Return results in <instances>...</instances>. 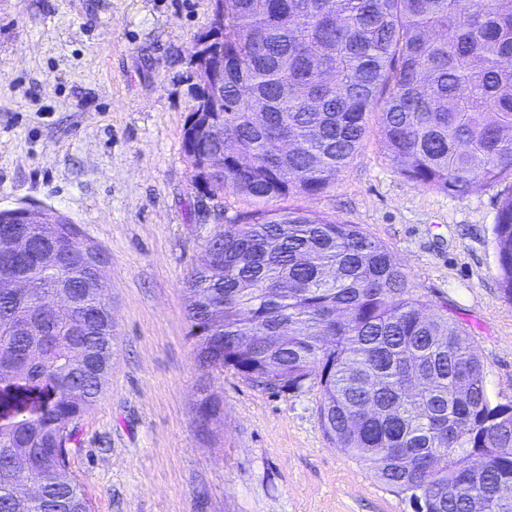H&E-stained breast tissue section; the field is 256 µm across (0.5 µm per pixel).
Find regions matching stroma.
Returning a JSON list of instances; mask_svg holds the SVG:
<instances>
[{
    "label": "stroma",
    "mask_w": 512,
    "mask_h": 512,
    "mask_svg": "<svg viewBox=\"0 0 512 512\" xmlns=\"http://www.w3.org/2000/svg\"><path fill=\"white\" fill-rule=\"evenodd\" d=\"M212 0H0V209L68 218L108 256L112 368L78 424L70 471L92 512H412L325 436L319 390L214 375L203 434L185 279L218 225L251 210L207 198L183 134L192 46ZM504 185L458 197L390 164L371 113L328 189L287 203L360 225L417 293L474 340L497 402L512 400V303L492 247Z\"/></svg>",
    "instance_id": "35a3bbf8"
}]
</instances>
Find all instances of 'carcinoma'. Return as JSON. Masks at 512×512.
Returning <instances> with one entry per match:
<instances>
[{
    "label": "carcinoma",
    "instance_id": "cac0c4a2",
    "mask_svg": "<svg viewBox=\"0 0 512 512\" xmlns=\"http://www.w3.org/2000/svg\"><path fill=\"white\" fill-rule=\"evenodd\" d=\"M224 173L204 188L259 207L219 228L187 279L189 335L201 370L199 413L220 418L209 376L232 370L258 386L320 387L325 435L419 512H512V401L493 402L470 334L413 291L389 249L358 224L265 203L327 189L379 112L388 157L406 179L463 196L512 178V0H224ZM25 239L0 260L34 294L0 288V512H91L55 448L97 402L112 362L107 289L82 287L90 264L67 235L2 224ZM493 246L512 302V192ZM68 279L82 307L47 308ZM43 474L17 494L15 459Z\"/></svg>",
    "mask_w": 512,
    "mask_h": 512
}]
</instances>
